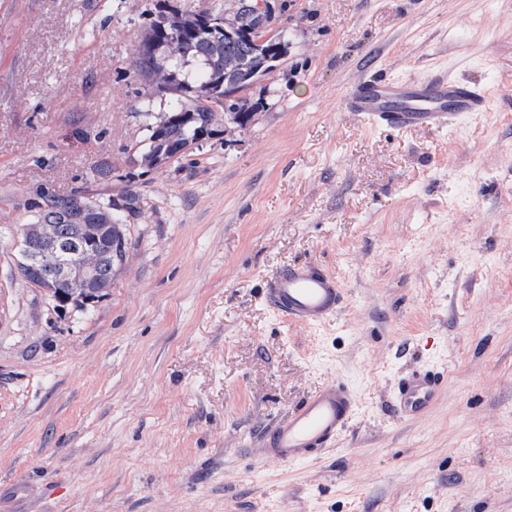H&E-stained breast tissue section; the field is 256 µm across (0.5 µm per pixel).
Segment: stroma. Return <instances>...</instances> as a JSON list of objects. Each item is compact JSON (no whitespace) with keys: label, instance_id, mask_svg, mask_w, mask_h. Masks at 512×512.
I'll return each mask as SVG.
<instances>
[{"label":"stroma","instance_id":"obj_1","mask_svg":"<svg viewBox=\"0 0 512 512\" xmlns=\"http://www.w3.org/2000/svg\"><path fill=\"white\" fill-rule=\"evenodd\" d=\"M270 2L290 43L253 120L146 168L149 16L224 0H0V512H512V0ZM371 72L489 106L374 128L345 106ZM42 185L141 195L87 307L15 272ZM303 261L346 293L321 327L263 301ZM428 364L445 390L398 419L395 382ZM334 380L359 403L335 446L260 458Z\"/></svg>","mask_w":512,"mask_h":512}]
</instances>
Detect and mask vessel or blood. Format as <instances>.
Returning a JSON list of instances; mask_svg holds the SVG:
<instances>
[{
  "label": "vessel or blood",
  "instance_id": "obj_1",
  "mask_svg": "<svg viewBox=\"0 0 512 512\" xmlns=\"http://www.w3.org/2000/svg\"><path fill=\"white\" fill-rule=\"evenodd\" d=\"M349 111L371 125L444 129L473 113L486 111L480 87L447 78L394 80L382 74L364 77L346 99ZM264 298L281 317L309 326L329 322L342 309L345 293L336 277L315 262L286 266L265 283ZM447 374L427 365L396 382L392 407L402 420L424 417L445 388ZM357 400L349 386L334 381L310 392L286 419L274 422L261 437L264 459L283 463L311 460L334 446L350 425Z\"/></svg>",
  "mask_w": 512,
  "mask_h": 512
}]
</instances>
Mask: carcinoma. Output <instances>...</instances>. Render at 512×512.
I'll use <instances>...</instances> for the list:
<instances>
[{
    "label": "carcinoma",
    "instance_id": "1",
    "mask_svg": "<svg viewBox=\"0 0 512 512\" xmlns=\"http://www.w3.org/2000/svg\"><path fill=\"white\" fill-rule=\"evenodd\" d=\"M257 0H224L219 22L209 20L210 9L192 13L161 10L145 29L133 70L141 78L138 94L167 98V120L147 124L148 142L142 163L162 165L187 153L198 134L209 132L214 112H224V123L242 128L252 121L258 103L245 94L268 73L270 54L284 55L288 33L275 31L263 37L266 14L256 9ZM179 30L178 47L169 46L170 33ZM131 216L140 210V194L129 188L120 195ZM34 223L46 224L49 236H29L25 252L32 258L26 281L55 295L61 305L82 307L103 297L126 256L125 233L114 224H101L92 209L76 210L66 197L44 186L36 189L31 203ZM59 246L74 265L84 249L96 251L91 287H62V269L45 255Z\"/></svg>",
    "mask_w": 512,
    "mask_h": 512
}]
</instances>
